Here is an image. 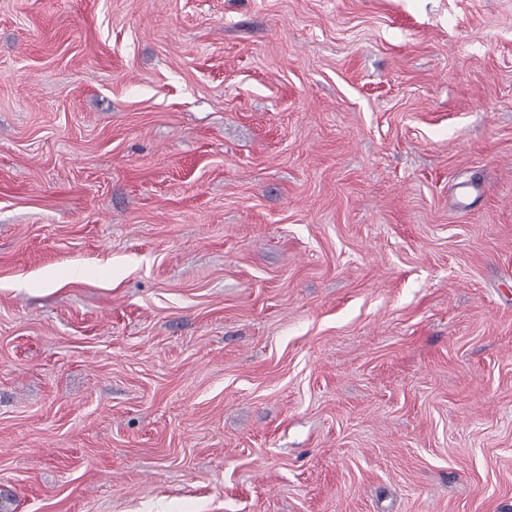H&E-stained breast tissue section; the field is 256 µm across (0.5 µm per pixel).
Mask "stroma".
<instances>
[{
    "label": "stroma",
    "mask_w": 512,
    "mask_h": 512,
    "mask_svg": "<svg viewBox=\"0 0 512 512\" xmlns=\"http://www.w3.org/2000/svg\"><path fill=\"white\" fill-rule=\"evenodd\" d=\"M0 512H512V0H0Z\"/></svg>",
    "instance_id": "35a3bbf8"
}]
</instances>
